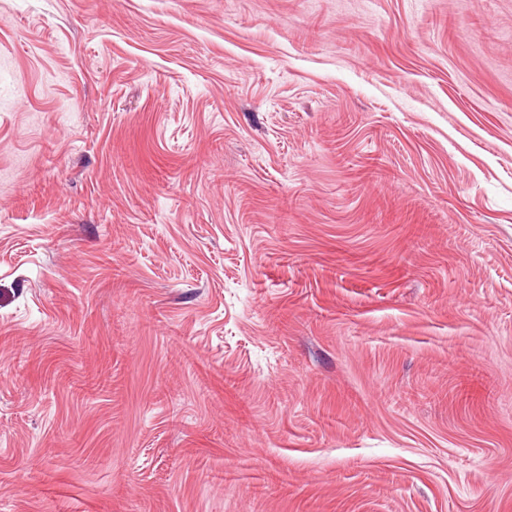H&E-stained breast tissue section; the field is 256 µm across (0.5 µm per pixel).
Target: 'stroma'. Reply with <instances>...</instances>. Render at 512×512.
<instances>
[{
  "label": "stroma",
  "mask_w": 512,
  "mask_h": 512,
  "mask_svg": "<svg viewBox=\"0 0 512 512\" xmlns=\"http://www.w3.org/2000/svg\"><path fill=\"white\" fill-rule=\"evenodd\" d=\"M0 512H512V0H0Z\"/></svg>",
  "instance_id": "stroma-1"
}]
</instances>
